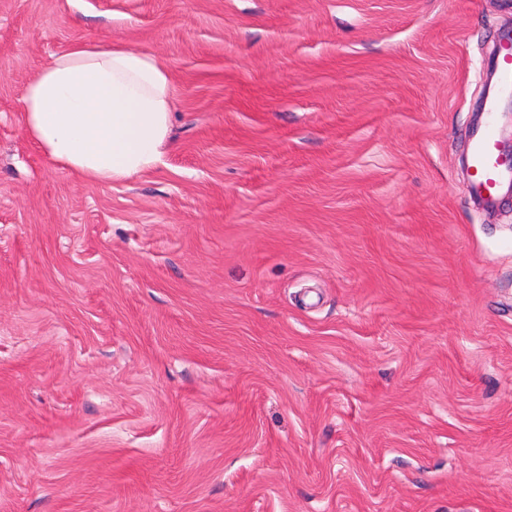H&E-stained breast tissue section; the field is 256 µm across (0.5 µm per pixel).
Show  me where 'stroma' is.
I'll return each instance as SVG.
<instances>
[{
    "mask_svg": "<svg viewBox=\"0 0 512 512\" xmlns=\"http://www.w3.org/2000/svg\"><path fill=\"white\" fill-rule=\"evenodd\" d=\"M512 0H0V512H512V197L463 160ZM112 39L160 163L26 137ZM175 92L153 54L120 42H76L26 87L23 130L78 178L112 184L160 162Z\"/></svg>",
    "mask_w": 512,
    "mask_h": 512,
    "instance_id": "obj_1",
    "label": "stroma"
}]
</instances>
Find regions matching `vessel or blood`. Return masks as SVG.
<instances>
[{"label":"vessel or blood","mask_w":512,"mask_h":512,"mask_svg":"<svg viewBox=\"0 0 512 512\" xmlns=\"http://www.w3.org/2000/svg\"><path fill=\"white\" fill-rule=\"evenodd\" d=\"M496 72L500 90H512V48L499 46ZM497 108V99L486 102L488 120L484 129L475 135L470 155L471 188L490 205L496 204L504 191L512 189V167L502 163L497 148Z\"/></svg>","instance_id":"b4317fda"}]
</instances>
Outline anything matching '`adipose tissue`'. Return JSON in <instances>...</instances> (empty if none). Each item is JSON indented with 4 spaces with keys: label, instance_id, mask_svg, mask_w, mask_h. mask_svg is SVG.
Instances as JSON below:
<instances>
[{
    "label": "adipose tissue",
    "instance_id": "1",
    "mask_svg": "<svg viewBox=\"0 0 512 512\" xmlns=\"http://www.w3.org/2000/svg\"><path fill=\"white\" fill-rule=\"evenodd\" d=\"M175 92L153 54L120 42H76L26 87L23 130L78 178L120 182L160 162Z\"/></svg>",
    "mask_w": 512,
    "mask_h": 512
}]
</instances>
